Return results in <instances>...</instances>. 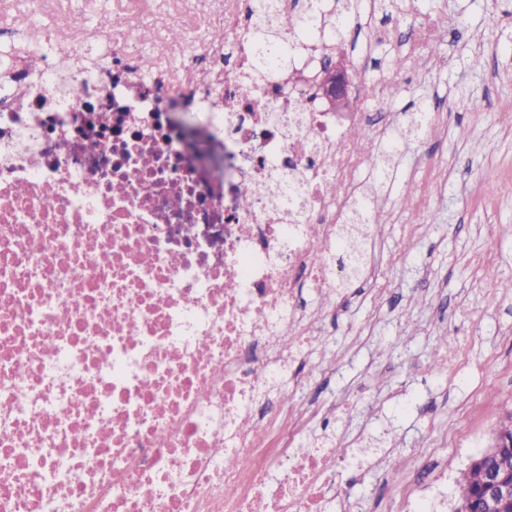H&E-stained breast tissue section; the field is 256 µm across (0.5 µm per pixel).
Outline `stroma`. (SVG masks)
Wrapping results in <instances>:
<instances>
[{
  "label": "stroma",
  "mask_w": 512,
  "mask_h": 512,
  "mask_svg": "<svg viewBox=\"0 0 512 512\" xmlns=\"http://www.w3.org/2000/svg\"><path fill=\"white\" fill-rule=\"evenodd\" d=\"M168 10V0H144L131 9L132 31L115 25V0H66L48 8L39 39L47 44L67 12L71 42L126 33L157 65L156 22ZM416 19L430 30L420 45ZM370 25L395 36L373 67L394 55L428 60L380 110L402 127L423 103L430 126L380 186L383 287L355 279L341 288L324 344L289 369L325 408L305 437L331 426L352 451L338 512H417L425 498L454 512L463 473L512 405V0H397ZM28 60L38 69L61 57L47 44ZM441 336L459 353L444 371L434 362ZM396 456L404 466H392Z\"/></svg>",
  "instance_id": "35a3bbf8"
}]
</instances>
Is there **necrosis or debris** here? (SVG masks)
Wrapping results in <instances>:
<instances>
[{"label":"necrosis or debris","mask_w":512,"mask_h":512,"mask_svg":"<svg viewBox=\"0 0 512 512\" xmlns=\"http://www.w3.org/2000/svg\"><path fill=\"white\" fill-rule=\"evenodd\" d=\"M258 0H224L223 42L188 30L178 68L125 37L83 42L92 70L0 84V512H326L335 442L286 449L291 359L322 339L305 289L336 295L338 229L380 165L349 141L393 134L373 102L400 79L353 59L356 104L328 112L313 39L288 92L286 42L243 36ZM258 89L240 100L239 84ZM207 115L224 172L165 123ZM261 187L242 208L239 191ZM233 458L225 466V458Z\"/></svg>","instance_id":"4bbe7bcc"}]
</instances>
